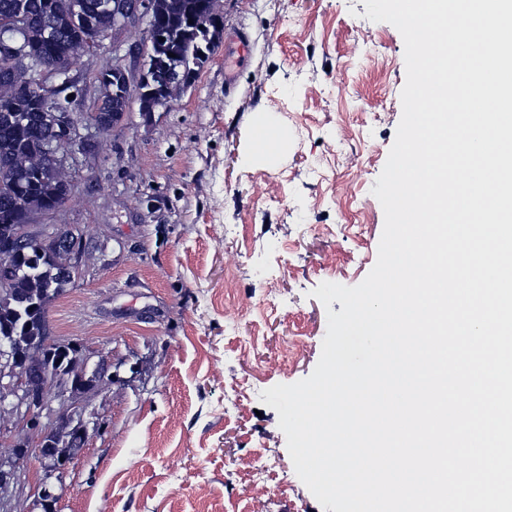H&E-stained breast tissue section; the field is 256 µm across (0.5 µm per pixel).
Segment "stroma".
<instances>
[{"instance_id": "stroma-1", "label": "stroma", "mask_w": 512, "mask_h": 512, "mask_svg": "<svg viewBox=\"0 0 512 512\" xmlns=\"http://www.w3.org/2000/svg\"><path fill=\"white\" fill-rule=\"evenodd\" d=\"M221 11L225 30L251 42L235 79L216 49L166 107L147 115L134 103L113 130H85L68 203L35 220L83 237L50 333L103 361L105 377L82 402L81 452L55 469L29 455L6 512H323L252 382L260 367L267 388L308 377L327 314L342 309L312 290L330 266L355 286L377 261L384 211L371 189L402 116L404 41L368 20L363 0H221ZM145 28L136 20L73 64L78 120L113 43L136 66ZM261 119L275 134L265 158L254 153ZM296 334L307 353L292 363ZM269 461L267 493L249 498Z\"/></svg>"}]
</instances>
